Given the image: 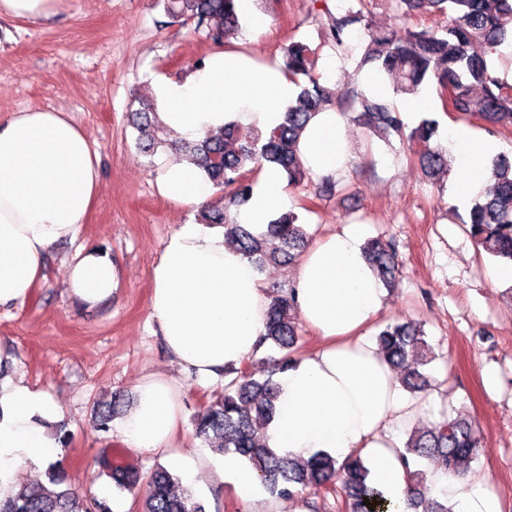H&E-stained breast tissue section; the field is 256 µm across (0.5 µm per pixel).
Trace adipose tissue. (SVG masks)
Here are the masks:
<instances>
[{
	"label": "adipose tissue",
	"mask_w": 512,
	"mask_h": 512,
	"mask_svg": "<svg viewBox=\"0 0 512 512\" xmlns=\"http://www.w3.org/2000/svg\"><path fill=\"white\" fill-rule=\"evenodd\" d=\"M159 123L185 140L201 138L233 120L265 129L280 123L282 107L296 86L278 69L260 67L234 51L213 53L190 80L155 86ZM348 118L319 113L300 140L305 166L317 174L335 172L347 157ZM460 172L457 190L467 195L488 178L499 144L464 130L450 131ZM99 153L67 113L24 109L0 118V307L26 300L46 280L45 260L62 242H76L97 197ZM284 177L263 167L260 182L239 214L241 223L263 229L287 211ZM161 195L197 209L213 189L186 160L165 159L155 170ZM361 225L319 237L303 254L293 279L297 309L314 331L312 349L277 373L276 415L266 442L279 454L308 457L323 450L343 461L369 454L375 484L396 504H407L408 482L391 436L393 427L413 421L416 408L399 389L397 376L368 331L383 306L385 291L364 258ZM120 270L111 253L90 244L78 248L64 270L68 296L92 309L111 298ZM268 288L254 264L225 244L222 228L181 225L166 240L151 271L149 318L167 352L182 371L208 380L243 365L265 332ZM133 405L113 429L128 448L175 458L184 485L196 489L207 471L232 483L243 498L258 481L238 458L216 459L208 450L172 454L184 425L178 379L151 374L140 380ZM63 409L22 380L0 379V487L15 482V469L53 461L60 448L50 432ZM428 482L456 504V512H497L490 493L470 480L437 470Z\"/></svg>",
	"instance_id": "obj_1"
}]
</instances>
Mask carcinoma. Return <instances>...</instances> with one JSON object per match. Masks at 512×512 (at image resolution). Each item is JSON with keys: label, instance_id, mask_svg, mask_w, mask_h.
Listing matches in <instances>:
<instances>
[{"label": "carcinoma", "instance_id": "obj_1", "mask_svg": "<svg viewBox=\"0 0 512 512\" xmlns=\"http://www.w3.org/2000/svg\"><path fill=\"white\" fill-rule=\"evenodd\" d=\"M402 13L410 16L454 14L450 24L435 28L378 29L366 21L363 10L348 8L329 20L328 40L344 46L349 29L363 24L360 65H371L379 80L393 82L397 95L415 96L434 80L439 92L453 91L451 111L461 117L481 116L495 133L512 128V92L496 75L489 53L512 41V0H397ZM166 14L195 29L207 32L222 42L240 28L235 0H164ZM320 47L301 41L291 42L282 72L294 82L297 92L284 108L282 122L265 131L252 129L241 136L235 122L211 130L196 141L161 139L163 131L156 118L155 99L150 86L136 94L140 108L132 111L131 123L137 130L136 145L152 156L160 147L197 163L203 176L216 189L219 204L201 210L204 224L224 228L225 240L238 249L258 269L268 263L293 264L307 247L311 235L299 216L286 211L273 218L263 232H256L238 220V209L250 197L253 177L264 165L279 168L290 185L309 179L299 154L302 131L321 112L336 106L354 114L360 127L382 137L392 134L419 145L418 162L425 175L434 178L446 165L444 153L431 146L438 123L424 118L405 133L399 112L375 100L369 93L352 89L335 97L320 82L316 64ZM490 185L470 201L467 232L477 246L512 266V158L497 155L492 162ZM363 251L381 282L390 284L398 263L394 247L380 239L369 240ZM292 291L273 289L265 319L262 342H271L283 356L266 377L255 378L248 367L224 371L233 378L224 392L199 410L193 418L195 435L210 441L223 455H234L257 474L267 492L292 499L308 488L329 490L341 498L344 512H390L392 501L374 483L371 469L356 455L338 462L320 451L306 460L281 456L257 437L258 430L273 421L279 387L273 376L288 368V359L298 353L299 329L294 321ZM378 347L397 370H405L403 384L413 392L431 387V378L419 367L432 361V350L423 330L412 321L389 324L378 335ZM116 413L112 403L94 409L93 423L98 431L110 430ZM483 436L467 419L456 417L409 434L404 447L397 450L406 478L413 487L415 506L422 512H452L447 505L428 497L426 473L422 463L432 457L442 461L448 474L466 475L478 457ZM102 472L119 489H134L140 474L128 467L103 459ZM47 483L18 484L0 503V512H112L104 500L94 496L79 499L65 486L62 461L49 463ZM369 499L370 505L363 504ZM139 512H206L182 487L178 476L162 465L151 472Z\"/></svg>", "mask_w": 512, "mask_h": 512}]
</instances>
